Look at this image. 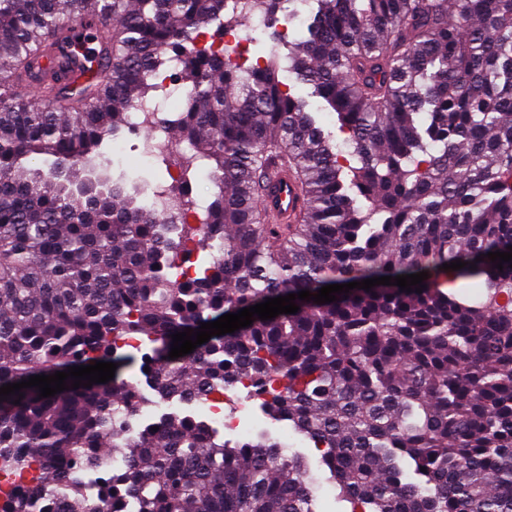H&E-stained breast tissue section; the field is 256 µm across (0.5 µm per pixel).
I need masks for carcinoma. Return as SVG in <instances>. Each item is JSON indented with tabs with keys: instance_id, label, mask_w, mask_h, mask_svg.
I'll use <instances>...</instances> for the list:
<instances>
[{
	"instance_id": "obj_1",
	"label": "carcinoma",
	"mask_w": 512,
	"mask_h": 512,
	"mask_svg": "<svg viewBox=\"0 0 512 512\" xmlns=\"http://www.w3.org/2000/svg\"><path fill=\"white\" fill-rule=\"evenodd\" d=\"M113 22L112 78L73 22ZM305 14L302 35L279 25ZM270 56L200 48L251 17ZM190 81L146 140L183 182L217 187L201 221L181 187L114 177L104 148L160 68ZM335 117L324 129L309 99ZM273 156L304 207L261 206ZM512 0H0V387L97 361L115 376L0 400V512H320L307 459L269 434L226 440L162 400L242 380L313 444L351 512H512ZM461 260L460 270L442 265ZM425 271L426 288H354L213 336L171 335L328 284ZM112 456L123 466L83 476ZM426 471H421V468Z\"/></svg>"
}]
</instances>
